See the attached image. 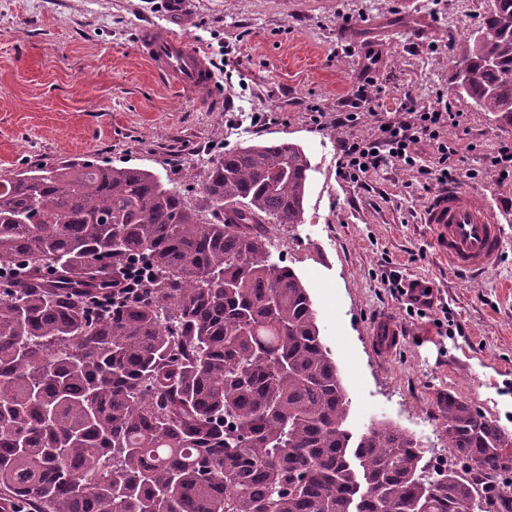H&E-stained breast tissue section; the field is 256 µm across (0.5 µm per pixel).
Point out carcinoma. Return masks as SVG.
<instances>
[{"instance_id": "1", "label": "carcinoma", "mask_w": 512, "mask_h": 512, "mask_svg": "<svg viewBox=\"0 0 512 512\" xmlns=\"http://www.w3.org/2000/svg\"><path fill=\"white\" fill-rule=\"evenodd\" d=\"M456 90L512 118V0H490ZM298 144L212 162L205 221L152 171L0 175V492L11 512H470L512 473V435L442 400L457 462L382 420L353 439L308 288L261 224H301ZM138 263L145 294L95 308Z\"/></svg>"}]
</instances>
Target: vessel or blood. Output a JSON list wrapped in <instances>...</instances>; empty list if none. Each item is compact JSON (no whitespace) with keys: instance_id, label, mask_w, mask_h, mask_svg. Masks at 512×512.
I'll list each match as a JSON object with an SVG mask.
<instances>
[{"instance_id":"1","label":"vessel or blood","mask_w":512,"mask_h":512,"mask_svg":"<svg viewBox=\"0 0 512 512\" xmlns=\"http://www.w3.org/2000/svg\"><path fill=\"white\" fill-rule=\"evenodd\" d=\"M137 44L154 72L169 85L189 92L214 89L210 66L185 33L145 23L138 29ZM421 221L433 226L438 255L455 273L480 275L497 265L503 254L502 215L476 190L461 185L439 189L426 202ZM376 333L383 338L380 353L390 354L399 342L397 328L382 317Z\"/></svg>"}]
</instances>
